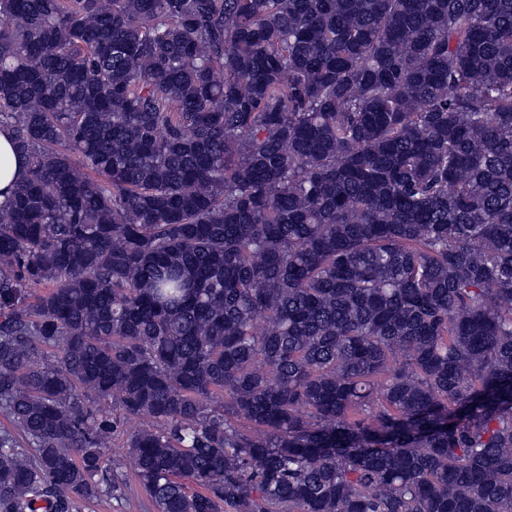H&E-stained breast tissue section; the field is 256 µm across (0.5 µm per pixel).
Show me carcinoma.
Returning a JSON list of instances; mask_svg holds the SVG:
<instances>
[{
	"label": "carcinoma",
	"instance_id": "cac0c4a2",
	"mask_svg": "<svg viewBox=\"0 0 512 512\" xmlns=\"http://www.w3.org/2000/svg\"><path fill=\"white\" fill-rule=\"evenodd\" d=\"M0 126V512L143 414L155 512H512V0H0ZM27 170L24 156L14 146L9 128H0V207L4 208Z\"/></svg>",
	"mask_w": 512,
	"mask_h": 512
}]
</instances>
